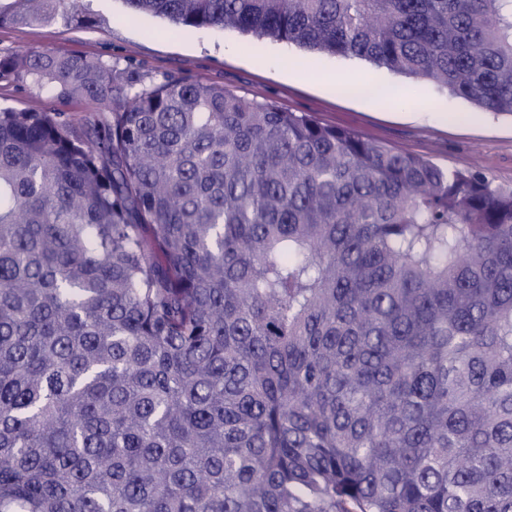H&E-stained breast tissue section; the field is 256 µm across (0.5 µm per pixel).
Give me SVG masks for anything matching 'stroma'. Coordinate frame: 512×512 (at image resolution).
I'll return each mask as SVG.
<instances>
[{"label": "stroma", "mask_w": 512, "mask_h": 512, "mask_svg": "<svg viewBox=\"0 0 512 512\" xmlns=\"http://www.w3.org/2000/svg\"><path fill=\"white\" fill-rule=\"evenodd\" d=\"M82 7L92 16L91 24L57 20L0 26V57L48 50L116 60L158 79L168 74L218 84L289 112L308 113L322 124L354 131L445 169H481L495 184L512 188V118L480 111L429 81L233 30L182 27L173 33L167 20L132 14L123 0H82ZM358 75L403 90L404 103L372 101L340 89V82ZM423 104L447 109L449 121L421 114ZM93 108L85 100L57 99L13 78L0 79V109L61 111L78 120Z\"/></svg>", "instance_id": "stroma-1"}]
</instances>
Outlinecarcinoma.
Returning a JSON list of instances; mask_svg holds the SVG:
<instances>
[{
  "label": "carcinoma",
  "instance_id": "1",
  "mask_svg": "<svg viewBox=\"0 0 512 512\" xmlns=\"http://www.w3.org/2000/svg\"><path fill=\"white\" fill-rule=\"evenodd\" d=\"M124 2L512 115V0ZM6 75L98 108L0 111V512H512V189L187 77Z\"/></svg>",
  "mask_w": 512,
  "mask_h": 512
}]
</instances>
